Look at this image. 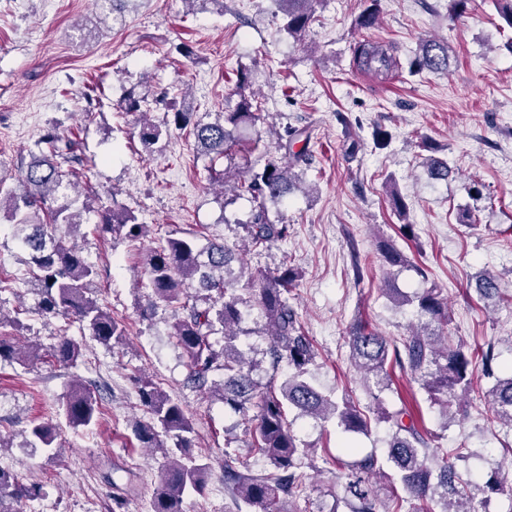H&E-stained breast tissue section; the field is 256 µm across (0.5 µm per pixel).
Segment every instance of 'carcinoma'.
I'll use <instances>...</instances> for the list:
<instances>
[{"label":"carcinoma","instance_id":"cac0c4a2","mask_svg":"<svg viewBox=\"0 0 512 512\" xmlns=\"http://www.w3.org/2000/svg\"><path fill=\"white\" fill-rule=\"evenodd\" d=\"M282 14L280 31L301 42L305 39L316 11L324 0H275ZM365 7L355 20L360 29L377 25L381 0H364ZM392 48L379 42L365 41L355 51L356 66L376 75L388 74L397 61ZM413 69L432 73L448 69V44L426 40L419 45ZM252 72L236 73L238 101L221 118L206 122L192 120L193 113H172L175 128L192 126L197 153L213 160L224 158L234 163L241 133L256 126L261 119L255 96L247 92ZM163 135L161 127L146 123L139 138L147 149ZM278 148L284 151L286 163L269 161L260 170L254 168L251 155L259 148L254 140L244 157L245 170L238 172L234 197L247 194L256 203L255 213L247 224V239L255 248L266 247L288 237L289 225L278 224L268 217L267 203H283L299 181L297 169L310 164L308 143L310 127L285 125L275 132ZM47 152L33 153L23 164L18 185L4 187L0 179V212H4L14 228L19 246L28 251L31 260L32 284L40 299L38 312L45 317H61L79 322L98 342L108 344L125 336V326L112 317L90 296L98 273L75 244L66 242L58 226L84 223L86 207L77 205L72 197L83 159L76 154L77 144L57 134H49ZM303 143L299 150L295 145ZM394 211L403 221V228L412 231L407 204L387 182ZM96 230L100 235L119 234L136 241L144 236V225L130 211L107 206L98 211ZM384 263L398 266L405 256L387 241L379 245ZM240 250L224 243L210 242L200 246L188 236L169 234L150 247L145 256L146 287L150 289V307H170L179 312L173 324L177 345L189 360L190 381L197 387L208 383L209 374L224 371L222 385L224 404L246 413L249 406L258 408L256 424L250 432L249 448L269 460L272 471L267 474L242 473L231 461L224 460V484L231 487L251 512H295L285 508L293 503L302 487L301 456L305 449L288 421L285 407L292 406L314 419H336L344 431L369 434L381 423L390 424L387 450L380 458L374 452L361 455L355 448L347 449L350 460L339 461L342 494L336 504L347 512H478V495H506L512 499V483L507 484L494 472L482 484L467 490L461 484L456 461L462 449H444L424 436L413 411L404 407L390 413L378 406L372 414L362 410L347 394L336 399L324 394L309 376L315 350L298 323L289 294L300 278L299 270L283 264L271 274L252 277L246 293L252 296L270 327L269 353L274 363L286 361L288 375L279 387L260 388L252 376L236 341L242 319V294L235 284L239 273ZM212 294V303L198 305L192 289ZM480 294L489 298L498 293V278L490 273L477 282ZM390 302L409 307L418 319L409 333L400 340L381 335L362 320L350 326V361L366 384L372 398L393 384L395 375L417 379L428 393L432 404L439 407L446 422L467 413L464 396L472 386L474 363L483 365L487 375L494 374V344L489 342L472 352L463 344L453 345L444 334L431 333L432 324L448 326V302L438 288L406 295L394 288L384 289ZM224 328V349L220 352L209 341L216 326ZM80 347L70 338L62 337L50 357L64 366H74ZM37 348L22 349L14 337L0 332V361L29 364L42 360ZM142 406L151 422L136 425L137 438L147 448H159L171 458L159 476L150 501L149 512H184L186 494L205 488L209 464L193 456L194 428L182 405L167 395L152 379H135ZM494 418L512 425V372L495 379L486 392ZM64 414L75 427L96 423L100 406L94 392L76 383L63 405ZM30 436L45 448L56 447L58 434L46 423H32ZM172 445H167V442ZM41 487L25 484L19 477L0 469V512H18L17 505L33 500Z\"/></svg>","mask_w":512,"mask_h":512}]
</instances>
